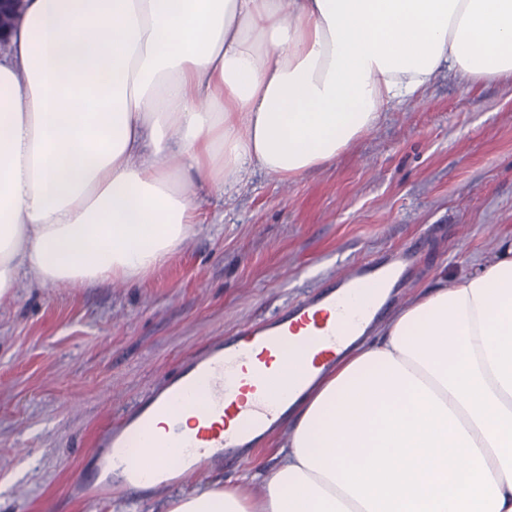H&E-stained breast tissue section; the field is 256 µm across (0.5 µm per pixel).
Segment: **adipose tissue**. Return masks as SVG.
Returning a JSON list of instances; mask_svg holds the SVG:
<instances>
[{
    "mask_svg": "<svg viewBox=\"0 0 512 512\" xmlns=\"http://www.w3.org/2000/svg\"><path fill=\"white\" fill-rule=\"evenodd\" d=\"M448 66L512 79V0H24L0 57V301L134 284L258 168L331 164ZM312 339L261 492L166 512H512V244L317 375Z\"/></svg>",
    "mask_w": 512,
    "mask_h": 512,
    "instance_id": "ef3b65f1",
    "label": "adipose tissue"
}]
</instances>
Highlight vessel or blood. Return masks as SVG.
I'll return each instance as SVG.
<instances>
[{
	"mask_svg": "<svg viewBox=\"0 0 512 512\" xmlns=\"http://www.w3.org/2000/svg\"><path fill=\"white\" fill-rule=\"evenodd\" d=\"M416 252L404 248L385 259H373L337 274L328 289L291 305L273 320L243 326L236 335L209 346L168 380L163 393L153 394L128 417L122 430L111 433L106 443L119 449V456L106 458L105 466H117L124 483L136 486L144 480L143 458L159 461L158 478L190 465L205 450L231 454L243 446L240 418L262 425L272 419L276 404L267 392L270 380L284 377L288 367L278 360L281 342L297 334L315 337L318 351L313 369L325 368L347 349L354 336L372 323L380 302L357 307L348 297L366 281L384 285L386 299H393ZM208 386L204 407H197L198 383ZM192 415L195 429L182 428L185 415ZM165 417L166 436L149 439L153 421Z\"/></svg>",
	"mask_w": 512,
	"mask_h": 512,
	"instance_id": "vessel-or-blood-1",
	"label": "vessel or blood"
}]
</instances>
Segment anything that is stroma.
Instances as JSON below:
<instances>
[{"label":"stroma","mask_w":512,"mask_h":512,"mask_svg":"<svg viewBox=\"0 0 512 512\" xmlns=\"http://www.w3.org/2000/svg\"><path fill=\"white\" fill-rule=\"evenodd\" d=\"M131 286L24 283L0 303V512H86L97 435L208 342L272 318L337 273L412 247L402 307L512 240V82L440 68L421 101L387 106L336 161L282 183L251 170ZM271 450L213 460L149 490L110 482L95 512H163L211 481L262 488Z\"/></svg>","instance_id":"1"}]
</instances>
